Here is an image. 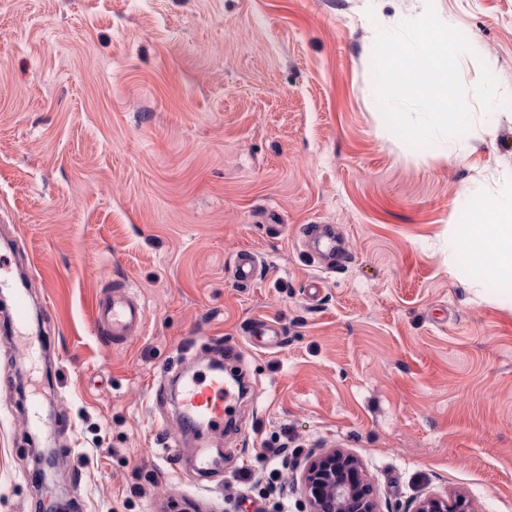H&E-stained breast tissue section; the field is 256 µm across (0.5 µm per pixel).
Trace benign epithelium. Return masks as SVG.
Here are the masks:
<instances>
[{"mask_svg": "<svg viewBox=\"0 0 512 512\" xmlns=\"http://www.w3.org/2000/svg\"><path fill=\"white\" fill-rule=\"evenodd\" d=\"M301 481L305 494L302 512H378L362 463L350 453L328 450L310 457ZM411 512H473L459 496L448 500L427 496Z\"/></svg>", "mask_w": 512, "mask_h": 512, "instance_id": "1", "label": "benign epithelium"}]
</instances>
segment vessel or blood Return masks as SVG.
I'll return each mask as SVG.
<instances>
[{
    "label": "vessel or blood",
    "mask_w": 512,
    "mask_h": 512,
    "mask_svg": "<svg viewBox=\"0 0 512 512\" xmlns=\"http://www.w3.org/2000/svg\"><path fill=\"white\" fill-rule=\"evenodd\" d=\"M259 269L257 255L241 251L235 264L239 281L253 282ZM10 290L13 295L12 323L17 332H24L28 321V295L26 290L9 278L0 277V290ZM93 321L101 339L110 343L123 342L137 334L144 324V308L130 298L124 287L114 286L107 294L97 295L93 304ZM238 398L236 381L217 375L191 379L182 392V405L194 420L218 431L224 425V415Z\"/></svg>",
    "instance_id": "b4317fda"
}]
</instances>
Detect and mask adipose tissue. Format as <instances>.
Returning <instances> with one entry per match:
<instances>
[{"mask_svg":"<svg viewBox=\"0 0 512 512\" xmlns=\"http://www.w3.org/2000/svg\"><path fill=\"white\" fill-rule=\"evenodd\" d=\"M459 245L486 264L490 277L512 278V194L474 201Z\"/></svg>","mask_w":512,"mask_h":512,"instance_id":"ef3b65f1","label":"adipose tissue"}]
</instances>
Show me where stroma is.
<instances>
[{"label": "stroma", "instance_id": "1", "mask_svg": "<svg viewBox=\"0 0 512 512\" xmlns=\"http://www.w3.org/2000/svg\"><path fill=\"white\" fill-rule=\"evenodd\" d=\"M432 5L471 46L462 82L489 68L512 99V0ZM421 9L0 0V263L27 275L41 349L19 364L0 323V512H301L332 448L381 512L457 494L512 512V281L457 247L468 201L512 193V106L469 97L472 128L428 148L390 131L377 29ZM325 227L345 260L317 254ZM245 249L261 274L242 288ZM118 280L146 322L110 345L91 301ZM228 342L250 383L206 474L162 375Z\"/></svg>", "mask_w": 512, "mask_h": 512}]
</instances>
